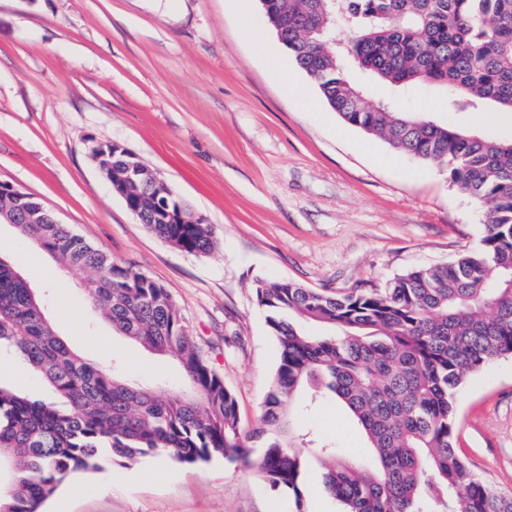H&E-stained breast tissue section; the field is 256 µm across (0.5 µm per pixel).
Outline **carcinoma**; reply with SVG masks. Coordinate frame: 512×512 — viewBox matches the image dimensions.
Listing matches in <instances>:
<instances>
[{
  "label": "carcinoma",
  "instance_id": "carcinoma-1",
  "mask_svg": "<svg viewBox=\"0 0 512 512\" xmlns=\"http://www.w3.org/2000/svg\"><path fill=\"white\" fill-rule=\"evenodd\" d=\"M264 11L296 65L347 125L447 173L484 209L480 249L424 267L382 288L336 295L290 281L256 287L280 344L260 425L242 432L234 395L204 360L167 288L117 265L47 217L25 223L39 201L0 203L64 267L91 270L86 299L116 335L170 359L184 385L169 392L129 384L74 352L28 282L0 258V349L20 356L52 387L32 400L0 385V512H40L75 474L149 455L195 464L241 462L269 487L300 495L320 471L343 512H512V496L480 480L454 446L455 392L471 373L512 356V140L489 139L374 102L349 71L405 95L430 86L454 111L512 112V0H265ZM137 219L189 254L215 238L194 224H161L163 200L133 197ZM330 332L310 336L299 319ZM335 397L369 442L358 464L332 442L295 430L297 395Z\"/></svg>",
  "mask_w": 512,
  "mask_h": 512
}]
</instances>
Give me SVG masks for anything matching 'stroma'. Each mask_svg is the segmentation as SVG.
I'll return each instance as SVG.
<instances>
[{
    "mask_svg": "<svg viewBox=\"0 0 512 512\" xmlns=\"http://www.w3.org/2000/svg\"><path fill=\"white\" fill-rule=\"evenodd\" d=\"M290 75L297 87L288 92ZM405 110L493 139L512 114L451 112L427 87ZM118 142L210 224L204 255L151 233L89 156ZM0 181L36 197L59 223L118 265L164 285L251 430L279 347L255 285L286 279L317 291L381 288L413 269L447 265L481 247L483 211L446 173L345 125L279 43L260 0H0ZM0 258L43 297L58 334L120 378L182 386L174 362L149 360L85 304L87 271L65 269L13 225ZM0 384L53 393L0 353ZM457 444L471 468L512 494V357L484 364L458 389ZM299 431L364 462L367 441L336 400L295 413ZM224 458L185 465L147 456L77 474L42 512H311Z\"/></svg>",
    "mask_w": 512,
    "mask_h": 512,
    "instance_id": "obj_1",
    "label": "stroma"
}]
</instances>
